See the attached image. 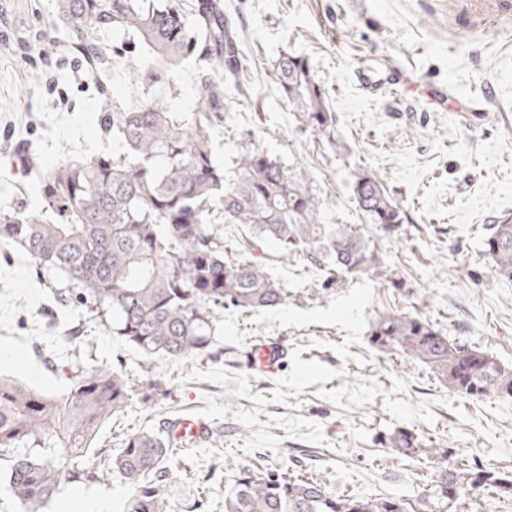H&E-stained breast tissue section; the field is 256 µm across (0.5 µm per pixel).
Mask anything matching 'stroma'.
<instances>
[{
  "label": "stroma",
  "mask_w": 512,
  "mask_h": 512,
  "mask_svg": "<svg viewBox=\"0 0 512 512\" xmlns=\"http://www.w3.org/2000/svg\"><path fill=\"white\" fill-rule=\"evenodd\" d=\"M244 66L227 85L230 110L215 132L227 163L256 145L324 201V221L350 224L384 257L394 280L347 276L323 290L302 255L264 244L250 252L282 281L285 305L224 314V357L187 362L144 357L112 337L83 307L62 306L49 275L20 251L0 253V371L63 394L78 364L122 365L133 380L164 376L152 407L133 397L104 424L99 449L123 432L185 415L209 422L213 439L169 468L174 512L195 501L224 512V482L267 467L321 480L336 495L405 498L435 512L437 458L394 454L385 438L410 429L460 458L512 471V399L452 394L425 366L378 352L367 331L378 314H419L448 336L512 367V282L483 252L489 224L512 215V0L488 18L475 0H221ZM58 0H0V210L36 212L46 169L62 157L112 152L87 67L55 27ZM306 58L336 115L328 144L276 87L282 54ZM402 69V85L361 89L363 65ZM380 175L404 222L388 233L353 199L357 174ZM282 346L279 370L247 366L251 347ZM88 512H121L127 489L104 480L72 486Z\"/></svg>",
  "instance_id": "stroma-1"
}]
</instances>
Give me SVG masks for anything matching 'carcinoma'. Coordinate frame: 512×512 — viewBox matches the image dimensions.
Segmentation results:
<instances>
[{
  "instance_id": "1",
  "label": "carcinoma",
  "mask_w": 512,
  "mask_h": 512,
  "mask_svg": "<svg viewBox=\"0 0 512 512\" xmlns=\"http://www.w3.org/2000/svg\"><path fill=\"white\" fill-rule=\"evenodd\" d=\"M67 51L87 68L108 61L93 41L115 31L112 56L137 60L133 107L112 103L100 122L112 130V154L61 159L41 181V209L0 212V247L24 252L41 273L65 283L60 302L79 304L112 335L146 356L171 360L224 355V311L283 305L288 290L247 259L228 257V228L242 226L241 251L260 243L283 256L299 252L324 271L323 289L341 276H383L385 262L362 233L326 224L323 201L277 159L247 146L228 164L215 159L214 130L224 125L226 71L241 61L237 35L215 0H58ZM196 65L195 105L174 112L160 96ZM278 89L316 132L336 141V118L307 61L285 55ZM369 222L397 231L403 213L381 183L361 173L353 185ZM491 269L512 281V217L489 225L483 240ZM383 353L414 358L448 391L468 398H512V368L487 352L449 338L421 316L381 314L368 332ZM148 402L168 395L153 375L136 382L123 368H77L55 396L0 376V471L20 512H46L69 485L118 479L130 490L124 512H172L165 486L182 444L154 428L125 432L117 448L96 451L103 424L125 411L132 392ZM388 447L409 458L448 459L421 435L399 429ZM437 512H458L470 496H512V474L462 465L435 484ZM224 512H408L404 498L336 496L315 478L248 468L224 486Z\"/></svg>"
}]
</instances>
